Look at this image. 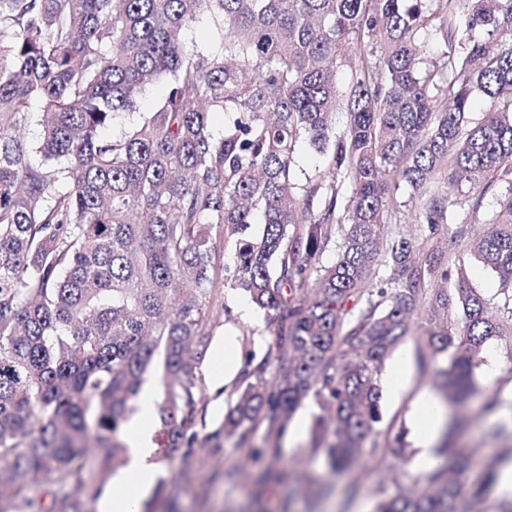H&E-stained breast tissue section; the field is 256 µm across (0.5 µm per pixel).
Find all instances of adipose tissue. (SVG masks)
<instances>
[{"label":"adipose tissue","mask_w":512,"mask_h":512,"mask_svg":"<svg viewBox=\"0 0 512 512\" xmlns=\"http://www.w3.org/2000/svg\"><path fill=\"white\" fill-rule=\"evenodd\" d=\"M414 410L422 420L415 464L425 469L433 462L432 445L442 424V410L435 398L424 394L416 398ZM155 418V397L152 393H143L131 420L134 433L128 441L127 463L114 476L111 495L100 500L99 512H136L140 490L150 483L158 469L150 442Z\"/></svg>","instance_id":"1"}]
</instances>
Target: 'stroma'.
I'll use <instances>...</instances> for the list:
<instances>
[{
    "label": "stroma",
    "instance_id": "obj_1",
    "mask_svg": "<svg viewBox=\"0 0 512 512\" xmlns=\"http://www.w3.org/2000/svg\"><path fill=\"white\" fill-rule=\"evenodd\" d=\"M455 259L448 278V288L466 282L486 296H496L499 282L496 274L483 266L464 246L452 248ZM212 264L224 271L223 289L202 297L204 325L212 343L224 340L225 330L237 336L241 365L260 361L268 352L271 327L260 309H253L251 319H243L241 306L248 296L235 286V268L231 251L216 243ZM426 322L416 317L403 343L388 356L380 369L381 382H388L397 365H404L406 388L400 397L383 393L382 420L378 425L382 435L402 436L405 443L403 458L396 459L378 452H365L361 460L344 470L331 472L323 453L309 446L310 428L318 409L306 403L292 417L276 453L256 457L249 448L237 447L225 441L223 448L198 442L190 453L175 451L173 459L162 460L157 479L177 478L181 484V512H373L377 492L396 493L412 485L419 474L413 464L417 453V423L413 401L421 393L435 394L438 363L419 367L414 350L422 337ZM487 362L496 363V371H484L479 379L481 396L456 406L455 413L464 419L465 429L458 444L473 457L468 483L482 479L488 466L498 470L512 468V443L497 435L501 416L483 413V395L494 390L512 398V339L494 341L486 350ZM243 389L241 379L229 385L215 387L200 382V405L205 415V432H212L224 422L230 405ZM319 476L332 487L328 496L318 495L311 477Z\"/></svg>",
    "mask_w": 512,
    "mask_h": 512
}]
</instances>
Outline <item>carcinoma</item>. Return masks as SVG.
Returning a JSON list of instances; mask_svg holds the SVG:
<instances>
[{"mask_svg":"<svg viewBox=\"0 0 512 512\" xmlns=\"http://www.w3.org/2000/svg\"><path fill=\"white\" fill-rule=\"evenodd\" d=\"M205 13L219 35L210 52L183 37ZM433 20L446 51L423 77L416 34ZM463 27L490 39L464 43ZM499 32L512 33V0H0V512H90L127 458L121 428L159 351L161 447H194L219 235L275 355L245 370L229 428L205 437L213 447L250 445L261 427L262 448H275L310 399L321 410L310 445L331 470L367 446L402 457L400 437L376 439L379 372L420 312L431 327L416 354L441 360L443 401L479 391L485 349L512 335V40ZM346 45L356 63L342 94ZM151 85L164 96L143 122L106 134ZM476 91L489 111L472 123ZM36 103L38 164L20 137ZM302 137L325 162L300 187ZM501 183L494 228L471 244L500 280L493 306L434 280H448L449 244L469 238L458 224L448 240L454 200L476 211ZM257 215L262 234L244 235ZM460 424L451 418L441 462L381 493L375 512H461ZM495 478L492 467L468 489L471 512ZM179 492L160 483L142 512H178Z\"/></svg>","mask_w":512,"mask_h":512,"instance_id":"cac0c4a2","label":"carcinoma"}]
</instances>
